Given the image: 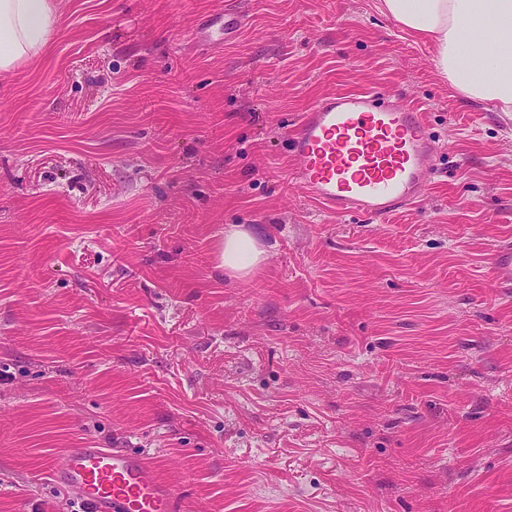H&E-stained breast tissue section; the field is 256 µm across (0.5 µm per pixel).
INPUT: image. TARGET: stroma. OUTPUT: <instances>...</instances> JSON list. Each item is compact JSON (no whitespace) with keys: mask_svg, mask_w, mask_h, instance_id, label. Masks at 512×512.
Here are the masks:
<instances>
[{"mask_svg":"<svg viewBox=\"0 0 512 512\" xmlns=\"http://www.w3.org/2000/svg\"><path fill=\"white\" fill-rule=\"evenodd\" d=\"M58 2L0 83V512H83L45 465L87 443L179 512H512V118L377 0ZM367 90L425 113L436 173L336 219L288 140ZM230 224L267 251L245 277ZM241 24L242 18L237 13H224L223 18L221 16L219 19L212 20L211 24H209L207 27L208 29L218 25L217 31L221 34V37L215 39L213 37V32L211 34H206L204 37L210 43H222L228 38L229 35L237 31ZM219 267L234 276H247L260 267L264 252L256 239L236 224L224 230V240L218 246ZM493 272L499 288L505 291L512 289V245L510 242L499 246L495 251Z\"/></svg>","mask_w":512,"mask_h":512,"instance_id":"obj_1","label":"stroma"}]
</instances>
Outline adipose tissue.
I'll use <instances>...</instances> for the list:
<instances>
[{"label":"adipose tissue","instance_id":"adipose-tissue-1","mask_svg":"<svg viewBox=\"0 0 512 512\" xmlns=\"http://www.w3.org/2000/svg\"><path fill=\"white\" fill-rule=\"evenodd\" d=\"M380 9L431 48L435 69L470 101L512 112V0H380ZM475 29L464 40L461 21ZM58 23L54 0H0V78L41 60ZM220 266L234 276L260 267L264 252L238 225L224 231Z\"/></svg>","mask_w":512,"mask_h":512}]
</instances>
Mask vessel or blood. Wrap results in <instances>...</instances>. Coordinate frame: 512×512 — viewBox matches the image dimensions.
<instances>
[{"mask_svg":"<svg viewBox=\"0 0 512 512\" xmlns=\"http://www.w3.org/2000/svg\"><path fill=\"white\" fill-rule=\"evenodd\" d=\"M292 177L336 217L383 219L418 198L435 152L423 113L369 92L318 99L290 135ZM499 288L512 289V245L493 257ZM48 470L87 512H177L178 496L141 456L108 448L67 449Z\"/></svg>","mask_w":512,"mask_h":512,"instance_id":"obj_1","label":"vessel or blood"}]
</instances>
